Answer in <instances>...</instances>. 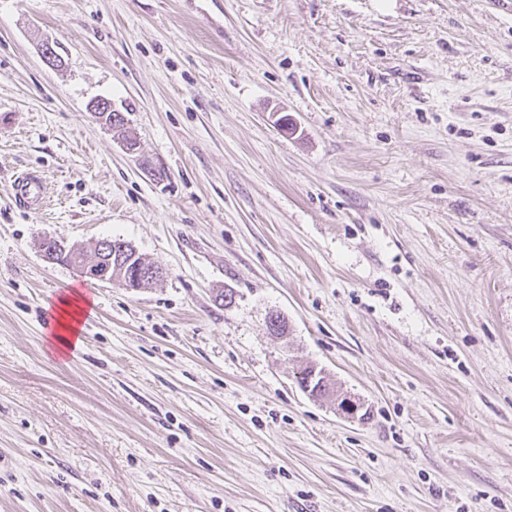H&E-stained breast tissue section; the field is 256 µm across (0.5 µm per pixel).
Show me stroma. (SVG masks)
<instances>
[{"label":"stroma","instance_id":"obj_1","mask_svg":"<svg viewBox=\"0 0 512 512\" xmlns=\"http://www.w3.org/2000/svg\"><path fill=\"white\" fill-rule=\"evenodd\" d=\"M0 512H512V0H0ZM48 183L45 177L36 171L26 172L14 181V200L17 206L40 212L47 204ZM108 243V255H112V276L121 278H132L137 270H140L145 264L152 265L137 253L127 242L121 239H105ZM125 246V250H122ZM74 301L77 302V300H72L70 298L62 299L61 305H57V309H54L57 312V317L52 316L55 320L52 338L56 341L54 344L57 346L59 351H62V348L59 345L64 344L69 340V338L73 339L78 335V328L73 325V322L78 324L80 323V320L77 318L79 312L74 309V306L78 309H80V307L77 306Z\"/></svg>","mask_w":512,"mask_h":512}]
</instances>
